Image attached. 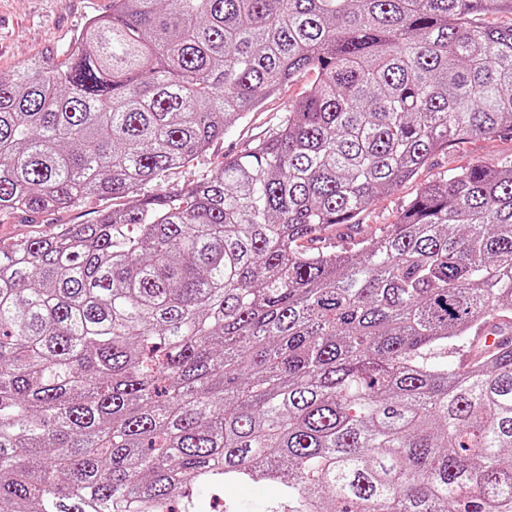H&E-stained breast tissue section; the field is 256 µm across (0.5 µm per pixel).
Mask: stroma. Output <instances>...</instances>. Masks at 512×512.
<instances>
[{
  "instance_id": "35a3bbf8",
  "label": "stroma",
  "mask_w": 512,
  "mask_h": 512,
  "mask_svg": "<svg viewBox=\"0 0 512 512\" xmlns=\"http://www.w3.org/2000/svg\"><path fill=\"white\" fill-rule=\"evenodd\" d=\"M112 0H0V73L38 61L47 51L67 57L76 50L77 34L92 17L110 12ZM313 73H305L266 98L246 119L228 126L221 139L185 167L173 170L161 182L144 185V197L171 195L184 185L204 178L219 167L225 156L244 151L253 142L269 136L288 104L311 91ZM512 157V138L473 137L450 145L436 154L410 180L391 194L382 195L359 215L362 235H370L382 224L394 223L404 206L419 189L457 168L474 161L495 163ZM111 198H93L63 211L32 217L0 214V240L11 242L29 236H50L64 224L95 222L101 211L111 208Z\"/></svg>"
}]
</instances>
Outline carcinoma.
<instances>
[{"instance_id": "1", "label": "carcinoma", "mask_w": 512, "mask_h": 512, "mask_svg": "<svg viewBox=\"0 0 512 512\" xmlns=\"http://www.w3.org/2000/svg\"><path fill=\"white\" fill-rule=\"evenodd\" d=\"M512 0H112L0 74V213L173 196L0 240V512H512V158L309 247L434 155L512 135ZM495 336L492 348L476 330ZM314 74H302L283 86L281 90L266 98L262 106L224 130V138L213 141L209 148L185 167L173 170L162 182H151L138 192L140 197L114 199L93 198L84 200L63 211H51L32 217L20 214H0V239L6 242L29 236H50L58 232L61 224H90L101 211L113 206L128 204L131 200L155 195L176 194L181 187L204 178L211 170L224 162V156L244 151L253 142L269 136L276 128L288 103L295 101L304 92L314 88Z\"/></svg>"}]
</instances>
